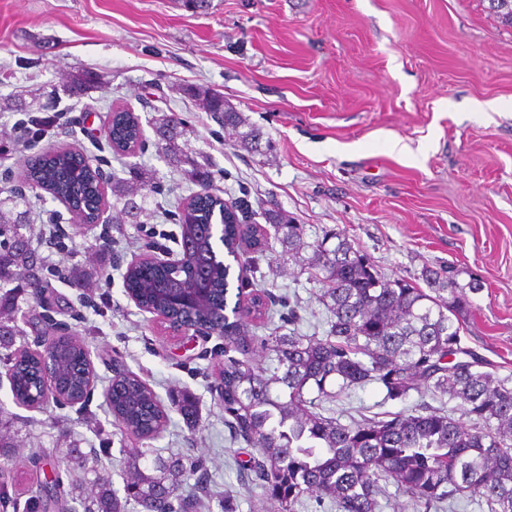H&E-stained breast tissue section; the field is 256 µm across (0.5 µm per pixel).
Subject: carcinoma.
Returning a JSON list of instances; mask_svg holds the SVG:
<instances>
[{
	"mask_svg": "<svg viewBox=\"0 0 512 512\" xmlns=\"http://www.w3.org/2000/svg\"><path fill=\"white\" fill-rule=\"evenodd\" d=\"M97 81L92 72L74 77L63 92L78 97ZM198 108L212 114L224 128L235 131L239 113L226 105L224 96L206 88L185 89ZM32 101L18 98L8 104L14 111L32 106L49 108L41 97L53 94L29 92ZM157 145L204 192L184 209L178 245L189 264L157 271L138 266L128 274V288L148 301H161L179 319L185 311L178 291L188 283L210 290L214 311L224 312V364L217 387L222 390L224 414L236 441L256 447L258 455L243 465L241 477L262 489L271 512H294L305 496L328 500L336 512H381L380 498L391 484L407 495L416 512L430 509L448 498L477 494L488 512H512V387L485 370L487 363L461 345V316L467 302L432 297L411 281L388 278L370 259L353 248L341 234L307 244L299 225L281 212L268 214L269 223L281 233L282 260L301 265L310 278L322 283L319 302L329 314V330L323 338L304 339L273 328L265 335L261 290L247 278L237 279L235 301H229L231 265L218 259L223 246L238 267L260 272L266 252L261 229L248 223V209L228 204L209 187L212 175L207 159L183 152L178 139L182 122L159 114L154 121ZM113 140H140V128L130 112L112 113ZM25 181L32 188L50 186L55 197L76 218L98 210L97 176L91 174L83 154L63 150L27 160ZM121 212L136 221L142 205L120 186L112 187ZM25 197L0 198V229L27 221ZM336 239L332 246L327 245ZM34 260L26 240L18 233L0 240V272L31 270ZM277 361L270 372L248 356L255 350ZM84 346L74 340L44 359L39 353L21 352L0 362L11 372L16 398L39 408L46 401L42 372L51 363L55 392L72 394L86 378L77 370ZM376 383L384 400L405 399L425 386L430 391L460 400L461 414L474 421L467 427L442 411L387 413L363 417L344 425L317 411L324 400L348 390ZM112 409L125 416L134 433L148 438L161 426L164 415L150 388L132 373L116 369L112 379ZM174 408L189 420L197 419L195 400L185 395ZM134 452L143 459L126 485V499L146 508L158 502L166 512H189L198 492L205 491L208 475L195 461H148V451ZM194 484H188L189 479ZM95 492L97 512H123L110 482L100 479Z\"/></svg>",
	"mask_w": 512,
	"mask_h": 512,
	"instance_id": "cac0c4a2",
	"label": "carcinoma"
}]
</instances>
